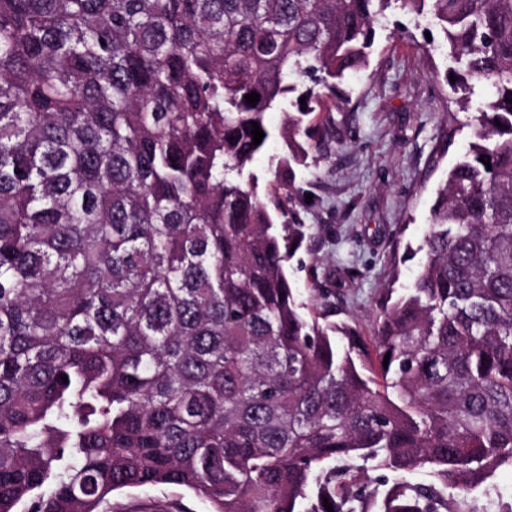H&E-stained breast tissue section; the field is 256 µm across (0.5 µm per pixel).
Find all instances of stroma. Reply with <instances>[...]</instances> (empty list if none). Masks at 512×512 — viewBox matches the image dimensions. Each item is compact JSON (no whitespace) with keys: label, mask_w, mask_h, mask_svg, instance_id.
Listing matches in <instances>:
<instances>
[{"label":"stroma","mask_w":512,"mask_h":512,"mask_svg":"<svg viewBox=\"0 0 512 512\" xmlns=\"http://www.w3.org/2000/svg\"><path fill=\"white\" fill-rule=\"evenodd\" d=\"M441 40L429 22L389 9L369 67L344 85L343 145L319 170L296 172V187L312 194L314 204L301 213L306 236L286 270L308 312H322L327 322H356L370 331L377 298L408 287L424 257L420 246L437 188L471 134L467 113L449 98L453 64L434 49ZM283 122L280 110L268 112L272 136L251 166L263 194L285 152ZM451 129L449 145L443 134ZM314 287L339 292V303L321 308L310 296ZM112 505L115 512H209L177 486L117 492Z\"/></svg>","instance_id":"stroma-1"}]
</instances>
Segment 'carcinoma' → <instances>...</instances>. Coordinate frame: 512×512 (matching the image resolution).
Wrapping results in <instances>:
<instances>
[{
	"mask_svg": "<svg viewBox=\"0 0 512 512\" xmlns=\"http://www.w3.org/2000/svg\"><path fill=\"white\" fill-rule=\"evenodd\" d=\"M393 4L443 32L452 103L491 97L367 338L307 317L286 263L294 167L342 141ZM511 97L512 0H0V512L164 485L210 512H512ZM284 122V114L280 110H272L266 116V123L272 137L263 150L256 156L251 171L258 179V190L265 195L271 188L274 180V171L278 159L285 152V144L280 137V130Z\"/></svg>",
	"mask_w": 512,
	"mask_h": 512,
	"instance_id": "obj_1",
	"label": "carcinoma"
}]
</instances>
